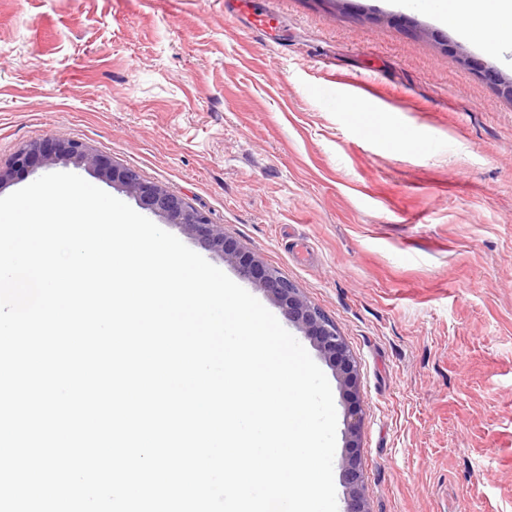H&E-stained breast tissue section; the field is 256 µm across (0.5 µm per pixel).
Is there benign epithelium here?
I'll use <instances>...</instances> for the list:
<instances>
[{
  "label": "benign epithelium",
  "mask_w": 512,
  "mask_h": 512,
  "mask_svg": "<svg viewBox=\"0 0 512 512\" xmlns=\"http://www.w3.org/2000/svg\"><path fill=\"white\" fill-rule=\"evenodd\" d=\"M62 163L91 171L98 177L125 189L150 213L168 224H178L201 248L219 254L234 265L240 278L263 288L282 309L289 323L300 329L333 369L346 403L344 451L341 468L347 495L346 512H370L360 470L362 410L358 402L360 380L357 364L336 325L311 305L288 279L267 267L254 254L243 250L224 233V225L212 224L184 198L168 189L141 179L137 171L119 167L80 141L34 142L15 154L10 166L0 169V186L14 175L37 164Z\"/></svg>",
  "instance_id": "benign-epithelium-1"
}]
</instances>
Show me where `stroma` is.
<instances>
[{"mask_svg": "<svg viewBox=\"0 0 512 512\" xmlns=\"http://www.w3.org/2000/svg\"><path fill=\"white\" fill-rule=\"evenodd\" d=\"M0 0V167L77 140L331 319L371 512H512V99L402 0Z\"/></svg>", "mask_w": 512, "mask_h": 512, "instance_id": "35a3bbf8", "label": "stroma"}]
</instances>
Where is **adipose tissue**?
<instances>
[{
  "label": "adipose tissue",
  "mask_w": 512,
  "mask_h": 512,
  "mask_svg": "<svg viewBox=\"0 0 512 512\" xmlns=\"http://www.w3.org/2000/svg\"><path fill=\"white\" fill-rule=\"evenodd\" d=\"M440 22L482 49L494 52L502 36L512 34V0H415Z\"/></svg>",
  "instance_id": "ef3b65f1"
}]
</instances>
